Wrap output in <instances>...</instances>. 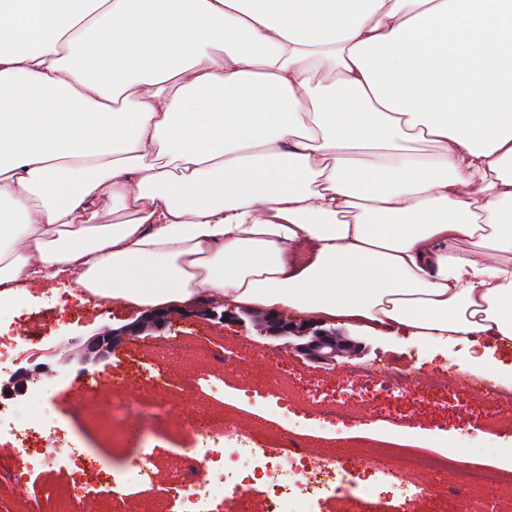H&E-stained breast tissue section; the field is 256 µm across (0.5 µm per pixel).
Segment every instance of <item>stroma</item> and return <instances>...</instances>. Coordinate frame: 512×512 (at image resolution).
Masks as SVG:
<instances>
[{
	"mask_svg": "<svg viewBox=\"0 0 512 512\" xmlns=\"http://www.w3.org/2000/svg\"><path fill=\"white\" fill-rule=\"evenodd\" d=\"M140 309L118 303L104 310L68 307L43 320L30 319L28 312L12 311L8 317L17 327L33 333L49 357L31 368L25 386L56 373L68 379L56 390L53 406L64 416L69 433L97 457L108 478L88 498L74 496L66 471L38 473L37 488L49 491L51 500L67 512H178L171 487L180 467V449L192 446L193 424L205 419L214 430H235L247 440H265L277 418L263 412L248 413L232 400L218 401L205 393L169 396L159 392L145 375L157 360H164L172 380L208 374L223 379L229 388L244 389L257 398L275 401L281 391L279 379L291 373L299 386L331 394L346 391L343 371L349 364L392 366L409 371L414 383L408 398L363 393L352 396L361 424V434L344 438L335 429L309 433L312 447L324 455L354 452L358 460L400 472L409 449H439L465 436L468 447L461 465L473 462L483 451L487 463L512 467V423L487 433L481 420L493 407L487 391L472 388L471 379L480 370L463 369L465 347L451 344L433 352L421 347L406 332L382 336L369 330L336 325L337 335L360 342L357 354L338 357L326 365L292 350L276 349L274 340L261 336L249 322L176 320L165 329L122 341L100 362L88 360L86 342L91 334L137 321ZM200 339L211 349L209 357H180L179 342ZM229 354L226 365L215 358ZM455 375L459 382L452 397L436 394L434 387ZM149 448L155 483L135 499L113 495L111 480L134 460L141 448ZM457 473H422L416 485L426 487L414 512H457L452 489ZM373 512H393L395 502L388 488L370 482L366 490H346L327 499L317 512H360L363 505Z\"/></svg>",
	"mask_w": 512,
	"mask_h": 512,
	"instance_id": "1",
	"label": "stroma"
}]
</instances>
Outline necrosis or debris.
I'll return each instance as SVG.
<instances>
[{
    "label": "necrosis or debris",
    "instance_id": "obj_1",
    "mask_svg": "<svg viewBox=\"0 0 512 512\" xmlns=\"http://www.w3.org/2000/svg\"><path fill=\"white\" fill-rule=\"evenodd\" d=\"M34 336L0 322V374L10 373L18 358L42 357ZM347 372L353 386L401 397L408 396L410 383L405 371L368 366H350ZM56 380L32 388L24 402L0 398V442L25 447L29 437L42 439L40 448L28 456L26 468L0 457V483L14 485L28 494L27 473L32 469L62 468L69 472L74 487L87 491L90 471L87 452L61 427L52 408ZM459 469L453 448L423 450L406 459L409 475L430 470ZM459 512H494L491 501L470 498L474 487L512 486V470L494 465L474 464L460 469ZM408 477L396 484V512H411V505L422 495V488ZM357 467L342 456H323L316 449L295 442L280 430L270 442H248L231 431L200 434L192 447L182 449L181 468L175 494L181 512H250L251 487L265 488L266 512H315L319 502L355 485Z\"/></svg>",
    "mask_w": 512,
    "mask_h": 512
}]
</instances>
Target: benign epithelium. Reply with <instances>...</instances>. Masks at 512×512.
<instances>
[{
	"label": "benign epithelium",
	"instance_id": "benign-epithelium-1",
	"mask_svg": "<svg viewBox=\"0 0 512 512\" xmlns=\"http://www.w3.org/2000/svg\"><path fill=\"white\" fill-rule=\"evenodd\" d=\"M243 315L254 323L262 335L280 342V347L293 349L316 362L336 363V356L340 353L336 343V331L324 328L319 321L307 320L297 323L276 311H245L240 315L232 307L217 315L215 310H209L203 305H193L180 310L155 309L135 323L95 334L88 340L86 350L88 354L99 357L121 339L159 331L177 317L209 316L223 321H236Z\"/></svg>",
	"mask_w": 512,
	"mask_h": 512
}]
</instances>
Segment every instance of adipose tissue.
<instances>
[{"mask_svg":"<svg viewBox=\"0 0 512 512\" xmlns=\"http://www.w3.org/2000/svg\"><path fill=\"white\" fill-rule=\"evenodd\" d=\"M65 274L511 347L512 0H0V305Z\"/></svg>","mask_w":512,"mask_h":512,"instance_id":"obj_1","label":"adipose tissue"}]
</instances>
